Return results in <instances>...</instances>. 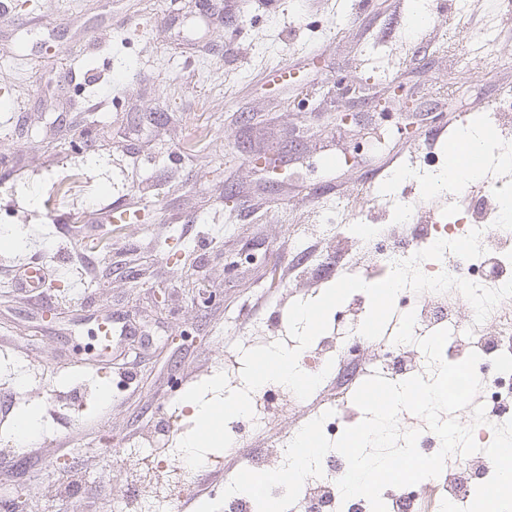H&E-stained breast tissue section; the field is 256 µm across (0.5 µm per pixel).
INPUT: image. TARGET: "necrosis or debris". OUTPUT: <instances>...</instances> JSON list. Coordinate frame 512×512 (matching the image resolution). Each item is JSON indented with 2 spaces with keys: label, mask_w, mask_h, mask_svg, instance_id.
<instances>
[{
  "label": "necrosis or debris",
  "mask_w": 512,
  "mask_h": 512,
  "mask_svg": "<svg viewBox=\"0 0 512 512\" xmlns=\"http://www.w3.org/2000/svg\"><path fill=\"white\" fill-rule=\"evenodd\" d=\"M410 220L418 224L414 243L401 245L396 235L383 227L372 228L369 234H356L348 245L354 250H367L375 263L374 271L366 272L368 282L383 280L394 264L406 260L439 239L455 240L471 230H481V240L488 246L484 258L459 260L454 277L464 278L481 286L500 287L512 279V225L505 223L500 211L499 193L486 192L479 200L470 202L462 213L459 224H426L417 213ZM409 290H401L396 302L406 320L416 332L389 341L371 340L362 336L325 338L301 359V369L310 374L325 373L330 395L325 404L332 415L325 420L323 431L328 439H335L344 431L353 412V385L361 370L380 373L387 380L400 383L421 375L427 366L419 343L429 333L440 329L450 332L443 348L444 359L457 363L469 353H477L480 360L476 371L481 381L479 399L482 405L499 402L502 393L512 394V298L502 300L492 311L497 328L475 324L473 315L457 318L452 305H445L442 318H433L430 309L411 308ZM296 396L278 386L266 387L263 394L252 396L253 415L247 423L254 431H261L278 414L292 411ZM512 418V405L502 404L493 424L478 426L473 432L479 446L471 454L468 466L448 469L444 477L445 497L455 505L469 504L476 486L486 482L493 470L484 449L494 438V425ZM124 469L125 481L116 489L121 512H156V503L162 489H174L179 476L188 474V464L170 465L168 451L153 445L128 451ZM323 474L308 478L297 502L289 512H372L369 501L361 496L342 499L337 482L347 471L344 457L327 455L322 460Z\"/></svg>",
  "instance_id": "obj_1"
}]
</instances>
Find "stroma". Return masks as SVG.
I'll list each match as a JSON object with an SVG mask.
<instances>
[{
    "label": "stroma",
    "instance_id": "35a3bbf8",
    "mask_svg": "<svg viewBox=\"0 0 512 512\" xmlns=\"http://www.w3.org/2000/svg\"><path fill=\"white\" fill-rule=\"evenodd\" d=\"M1 1L20 23L0 24V236L23 245L0 246V491L22 512H108L127 448L173 413L179 457L183 390L369 269L329 238L386 223L371 193L429 203L400 174L441 169L458 115L481 126L512 97V31L489 0ZM267 155L284 181L253 168ZM67 173L81 196L45 209ZM116 208L141 219L111 223ZM35 259L43 309L14 280ZM106 310L143 335L115 340L108 366ZM29 411L40 430L18 456L7 442Z\"/></svg>",
    "mask_w": 512,
    "mask_h": 512
}]
</instances>
